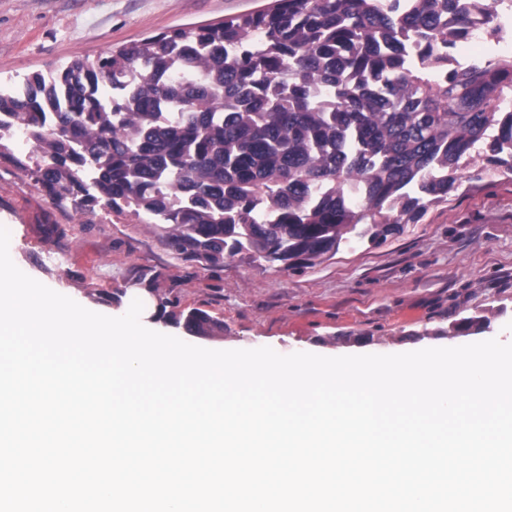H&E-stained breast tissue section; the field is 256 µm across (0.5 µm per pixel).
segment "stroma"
Masks as SVG:
<instances>
[{"label": "stroma", "mask_w": 512, "mask_h": 512, "mask_svg": "<svg viewBox=\"0 0 512 512\" xmlns=\"http://www.w3.org/2000/svg\"><path fill=\"white\" fill-rule=\"evenodd\" d=\"M268 0H0V81L95 57L177 25L263 9ZM36 152L0 157V225L13 262L80 305L121 311L130 291L165 302L154 324L208 349L323 356L454 347L472 338L458 320L483 317L512 342V173L469 170L447 203L380 243L356 239L299 269L239 255L212 266L172 254L161 226L108 208L53 203ZM199 308L220 322L186 332L173 316Z\"/></svg>", "instance_id": "1"}]
</instances>
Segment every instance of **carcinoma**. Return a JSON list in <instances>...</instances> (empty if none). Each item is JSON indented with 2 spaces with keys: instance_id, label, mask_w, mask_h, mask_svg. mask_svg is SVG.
I'll return each instance as SVG.
<instances>
[{
  "instance_id": "cac0c4a2",
  "label": "carcinoma",
  "mask_w": 512,
  "mask_h": 512,
  "mask_svg": "<svg viewBox=\"0 0 512 512\" xmlns=\"http://www.w3.org/2000/svg\"><path fill=\"white\" fill-rule=\"evenodd\" d=\"M477 12L273 0L131 40L0 88V157L24 140L53 200L144 215L177 255L309 265L417 223L480 160L512 172V60L448 63Z\"/></svg>"
}]
</instances>
